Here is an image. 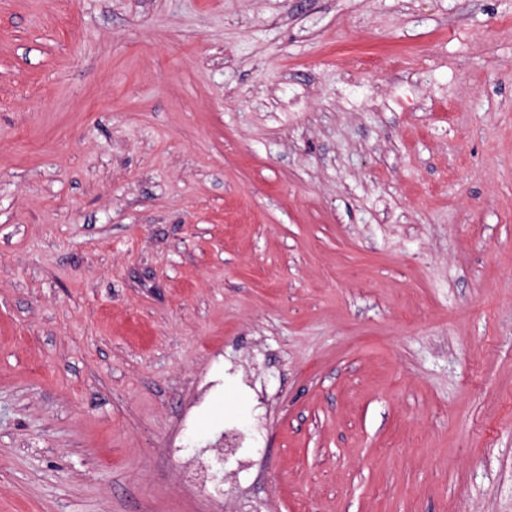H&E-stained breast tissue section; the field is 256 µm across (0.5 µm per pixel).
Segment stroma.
Masks as SVG:
<instances>
[{
    "label": "stroma",
    "mask_w": 512,
    "mask_h": 512,
    "mask_svg": "<svg viewBox=\"0 0 512 512\" xmlns=\"http://www.w3.org/2000/svg\"><path fill=\"white\" fill-rule=\"evenodd\" d=\"M0 512H512V0H0Z\"/></svg>",
    "instance_id": "1"
}]
</instances>
